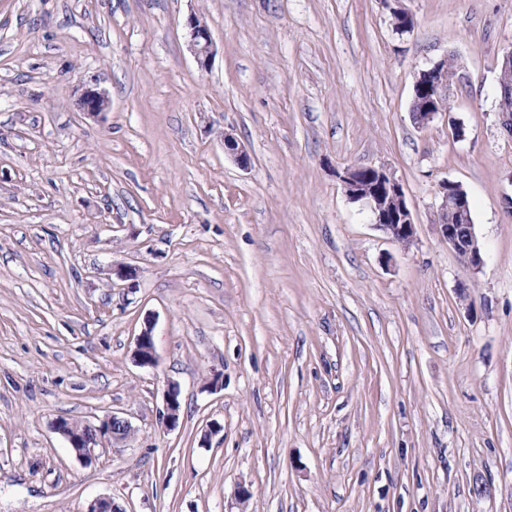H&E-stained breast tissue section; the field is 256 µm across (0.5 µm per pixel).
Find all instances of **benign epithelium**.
<instances>
[{"label":"benign epithelium","instance_id":"obj_1","mask_svg":"<svg viewBox=\"0 0 512 512\" xmlns=\"http://www.w3.org/2000/svg\"><path fill=\"white\" fill-rule=\"evenodd\" d=\"M186 29L190 50L200 69H208L213 57V40L206 22L197 15L187 19ZM448 59L443 58L419 71L411 101L414 122L424 128L435 121L439 114L451 112L447 104L438 101L446 99L448 83L443 75ZM512 50L503 57L497 76L498 91L505 98L512 95ZM110 106L108 96L96 89H86L80 98V107L88 116H98ZM224 152L246 169L251 166V156L238 140L230 134L224 135ZM349 199L363 203L371 216L372 223L394 241L409 245L415 237L416 227L407 203L403 184L383 167L345 168L337 173ZM439 206L437 229L441 238L456 252L464 264L478 272L484 265L480 245L474 231L469 209L468 195L457 182L446 180L438 187ZM132 358L141 367L156 365L153 345V324L146 321L136 337ZM177 385H168L164 394L162 423L172 430L179 422ZM52 429L63 436L76 454L86 462L95 458L94 451L106 443H121L131 432L130 422L115 413L107 414L97 424L77 426L65 418L52 422Z\"/></svg>","mask_w":512,"mask_h":512}]
</instances>
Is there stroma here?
<instances>
[{
  "label": "stroma",
  "mask_w": 512,
  "mask_h": 512,
  "mask_svg": "<svg viewBox=\"0 0 512 512\" xmlns=\"http://www.w3.org/2000/svg\"><path fill=\"white\" fill-rule=\"evenodd\" d=\"M511 50L512 0H0V512H512ZM444 57L452 113L417 127ZM380 165L409 246L336 177ZM446 180L480 272L437 232ZM112 412L132 433L90 464L51 428ZM186 29L190 50L200 69H208L213 57V40L206 22L197 15L187 19ZM512 72V50L507 52L503 57L502 63L500 65L499 73L497 76L498 83V91L502 98L510 97L512 93V84L508 83V77ZM506 109L509 112H512V98L510 97L506 102ZM509 112H499L501 114V124L502 127L507 130L508 128H512V115ZM447 64L448 68L445 76L450 82L455 74V65L453 60L448 59V57L422 69L416 77L411 101V109L416 112L411 113L418 127H428L442 112H448V115L451 113V107L449 103L447 105L446 97L449 84L443 80ZM441 99H443L444 105H438L437 101ZM421 115L424 117L421 118ZM110 100L108 96L97 89L87 88L80 98V107L88 116H98L109 109ZM152 336L153 324L147 319L136 337L135 348L132 352L134 362L141 367H155L156 365ZM178 398H180V390L177 385L169 384L164 394V413L162 423L168 430L177 427L179 422Z\"/></svg>",
  "instance_id": "obj_1"
}]
</instances>
